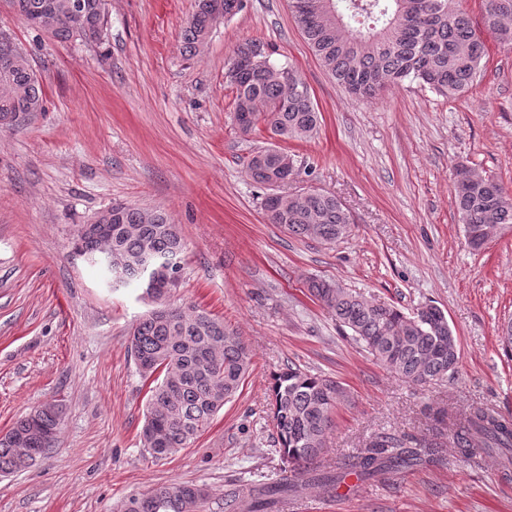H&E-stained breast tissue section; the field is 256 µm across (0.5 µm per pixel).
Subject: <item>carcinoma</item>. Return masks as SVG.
Wrapping results in <instances>:
<instances>
[{
  "mask_svg": "<svg viewBox=\"0 0 512 512\" xmlns=\"http://www.w3.org/2000/svg\"><path fill=\"white\" fill-rule=\"evenodd\" d=\"M35 30L59 43L79 39L101 44L107 24L106 0H8ZM214 0H196L181 31V52L193 57L217 25ZM298 27L325 71L361 98L374 97L385 85L407 78L436 94L454 97L476 80L486 57V43L468 18L448 10V0H291ZM483 28L501 46L512 47V0H484ZM0 129L11 128L10 117L43 110V89L28 56L11 35L0 31ZM270 61L267 46L249 39L236 45L225 78L235 88L234 124L248 135L258 125L273 139L306 140L320 125L321 114L303 80L290 84ZM294 155L276 145L255 152L246 173L269 190L261 207L269 222L288 233L334 244L351 232L347 210L336 196L311 190L301 195L273 191L294 175ZM452 207L462 224L481 231L512 228V195L490 176L469 165L454 168ZM184 239L161 210L115 203L112 240L76 235L75 250L91 263H102L109 282L122 288L138 282L148 262L177 258ZM122 259L121 274L101 254ZM175 283L158 282L160 301L130 331V350L138 373L148 386L146 421L141 443L155 457H169L204 433L224 405L238 393L252 364L251 351L239 334L208 311L192 306L173 308L167 297ZM308 293L334 317L380 365L413 383L430 384L453 376L459 345L439 307L426 304L411 313L366 300L322 279L308 282ZM350 402L336 380L309 373L291 363L274 376L270 417L277 434L276 452L290 475L253 487L246 498L224 495L227 512H268L300 484L337 487L349 474L376 480L426 462L425 442L409 434H383L359 449L343 467L323 473L312 465L323 453L334 427L335 411ZM38 417L43 428L58 429L55 404L18 418L0 436V473L21 472L33 465L15 443L28 448L44 444L32 431ZM448 422L453 447L461 458L495 454L503 471L512 469V416L488 407H472ZM211 499L203 484L170 482L122 498L114 512H204Z\"/></svg>",
  "mask_w": 512,
  "mask_h": 512,
  "instance_id": "cac0c4a2",
  "label": "carcinoma"
}]
</instances>
